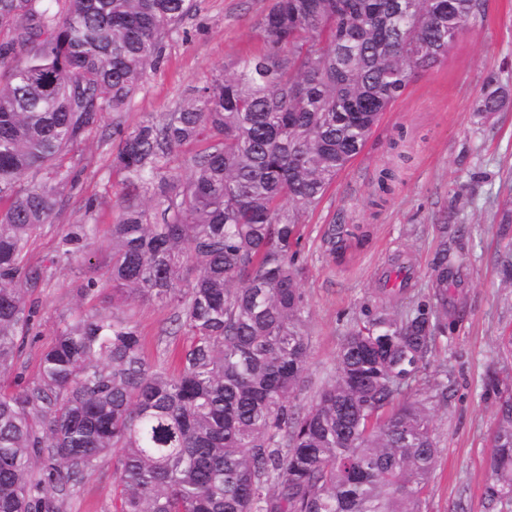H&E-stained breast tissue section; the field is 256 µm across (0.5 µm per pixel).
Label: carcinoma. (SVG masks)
I'll use <instances>...</instances> for the list:
<instances>
[{
    "label": "carcinoma",
    "mask_w": 512,
    "mask_h": 512,
    "mask_svg": "<svg viewBox=\"0 0 512 512\" xmlns=\"http://www.w3.org/2000/svg\"><path fill=\"white\" fill-rule=\"evenodd\" d=\"M486 0H274L263 49L173 112L122 134L112 166L126 200L109 226L108 281L125 301L172 310L177 367H152L129 317L63 320L36 382L0 391V512H60L58 492L112 456L114 512H425L438 448L426 368L438 304L365 314L306 407L301 216L365 147L419 72L473 29ZM193 0H0V379L35 326L25 262L68 175L63 157L120 112ZM512 107L489 78L472 112ZM186 178L172 171L183 148ZM47 172L43 181L24 179ZM356 227L332 224L343 256ZM94 224L57 257L90 270ZM448 250L432 287L448 288ZM485 498L512 512V396L497 411Z\"/></svg>",
    "instance_id": "carcinoma-1"
}]
</instances>
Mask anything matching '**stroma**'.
Listing matches in <instances>:
<instances>
[{
    "label": "stroma",
    "mask_w": 512,
    "mask_h": 512,
    "mask_svg": "<svg viewBox=\"0 0 512 512\" xmlns=\"http://www.w3.org/2000/svg\"><path fill=\"white\" fill-rule=\"evenodd\" d=\"M273 0H195L192 12L163 34L162 62L148 70L139 92L120 112L105 115L65 156L75 174L48 224L30 241L27 259L41 268L44 282L29 300L38 311L35 336L24 345L15 370L24 382L38 377L49 347L88 275L102 285L97 307L131 317L138 325L150 365L169 368L173 354L188 344L185 335L166 336L170 309L113 298L107 283L108 226L125 200L122 173L112 168V152L122 133L143 120L174 110L196 90L232 74L239 60L258 53L259 23ZM512 86V0H488L483 24L460 36L448 57L420 72L405 93L384 112L363 151L340 172L316 208L302 216L301 281L308 361L306 387L298 395L309 403L334 373L343 338L364 312L389 302L400 309L431 299L430 276L440 248L453 265L442 310L447 331L439 334L432 370L407 388L411 398L428 395L434 367L448 372V401L434 407L440 449L428 512H488L485 488L491 433L501 393L512 390V355L500 336L512 332V285L498 259L512 241V224L494 218L512 199V108L475 123L473 99L488 77ZM407 129L409 156L387 203L370 199L379 171L390 165L389 140ZM457 224L447 235L438 226L449 206ZM98 226L99 264L88 271L79 259L57 261V245L69 225ZM357 224L366 236L344 260L329 255L324 229ZM497 373L499 387L488 384ZM113 464L98 460L72 481L61 512H112Z\"/></svg>",
    "instance_id": "stroma-1"
}]
</instances>
